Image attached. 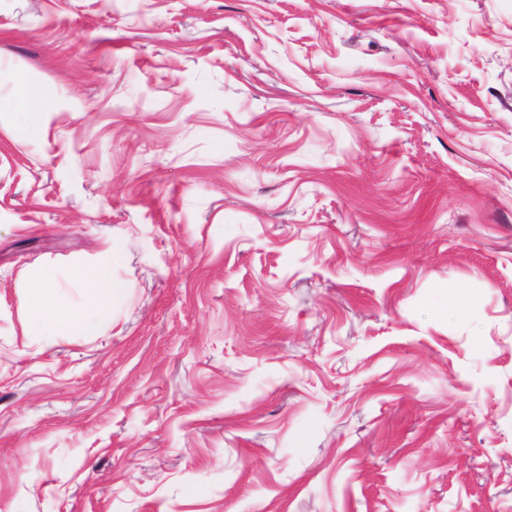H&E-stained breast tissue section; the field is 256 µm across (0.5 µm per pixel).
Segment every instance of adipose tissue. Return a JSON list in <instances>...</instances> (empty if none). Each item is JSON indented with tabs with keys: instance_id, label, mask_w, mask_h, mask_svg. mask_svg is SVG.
Segmentation results:
<instances>
[{
	"instance_id": "ef3b65f1",
	"label": "adipose tissue",
	"mask_w": 512,
	"mask_h": 512,
	"mask_svg": "<svg viewBox=\"0 0 512 512\" xmlns=\"http://www.w3.org/2000/svg\"><path fill=\"white\" fill-rule=\"evenodd\" d=\"M71 278L84 288L87 294L84 304H74L59 298L50 272L44 271L29 277L28 325L53 336L98 335V317L111 308L115 292L111 254H104L94 264L74 266Z\"/></svg>"
}]
</instances>
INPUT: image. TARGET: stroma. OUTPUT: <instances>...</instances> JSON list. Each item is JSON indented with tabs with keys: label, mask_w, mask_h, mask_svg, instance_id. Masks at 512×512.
<instances>
[{
	"label": "stroma",
	"mask_w": 512,
	"mask_h": 512,
	"mask_svg": "<svg viewBox=\"0 0 512 512\" xmlns=\"http://www.w3.org/2000/svg\"><path fill=\"white\" fill-rule=\"evenodd\" d=\"M21 75L0 512H512V0H0ZM9 106L13 108L19 107L26 111V120L15 129L17 140L25 141L32 134L39 117L47 110L48 103L45 99L38 97L31 91L25 78H19L15 97ZM71 279L87 294V301L82 305L58 297L55 280L49 271L29 277L28 325L52 336L98 335L97 317L112 307V295L119 289L112 285V250L97 263L74 266Z\"/></svg>",
	"instance_id": "35a3bbf8"
}]
</instances>
